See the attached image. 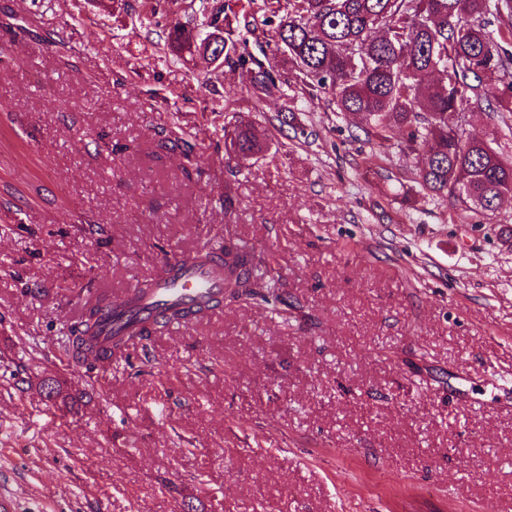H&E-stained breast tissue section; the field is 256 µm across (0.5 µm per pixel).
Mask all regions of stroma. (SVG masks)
<instances>
[{
    "instance_id": "35a3bbf8",
    "label": "stroma",
    "mask_w": 512,
    "mask_h": 512,
    "mask_svg": "<svg viewBox=\"0 0 512 512\" xmlns=\"http://www.w3.org/2000/svg\"><path fill=\"white\" fill-rule=\"evenodd\" d=\"M142 0H0V493L13 512H512V200L460 210L423 156L325 98L224 160L245 75L166 59ZM470 136L512 157V115ZM192 176H184V168ZM237 208L224 214V187ZM255 247L282 312L225 304L85 376L59 348L103 284ZM53 375L91 400L62 413Z\"/></svg>"
}]
</instances>
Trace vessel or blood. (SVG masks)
Instances as JSON below:
<instances>
[{"label": "vessel or blood", "instance_id": "obj_1", "mask_svg": "<svg viewBox=\"0 0 512 512\" xmlns=\"http://www.w3.org/2000/svg\"><path fill=\"white\" fill-rule=\"evenodd\" d=\"M224 278V263L219 258L172 256L153 279L151 288L133 287L113 299L102 315L101 342L108 344L136 332L152 323L165 307L216 302L224 294Z\"/></svg>", "mask_w": 512, "mask_h": 512}]
</instances>
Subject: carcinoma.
<instances>
[{
	"instance_id": "carcinoma-1",
	"label": "carcinoma",
	"mask_w": 512,
	"mask_h": 512,
	"mask_svg": "<svg viewBox=\"0 0 512 512\" xmlns=\"http://www.w3.org/2000/svg\"><path fill=\"white\" fill-rule=\"evenodd\" d=\"M178 0H146L145 17L166 22L167 48L176 60L207 57L197 30L171 18ZM224 0L221 13L208 17L224 28L220 59L232 71L249 77L257 98L276 87L280 69L292 72L293 86L303 95L331 96L335 112L362 119L361 131L383 146L397 135L426 161L418 174L420 188L432 195L451 196L466 210L493 212L512 199V162L503 160L491 142L467 135L463 123L449 120L466 111L470 100L493 98L499 112L512 114V53L498 40L512 36V0ZM263 13L276 47L275 63L265 64L247 49L238 24L249 28V8ZM508 22L498 36L488 29L490 18ZM498 86L484 83L488 72ZM295 97L286 96L275 116L279 127H293ZM266 142L249 116L234 113L224 122L227 160H246L264 153ZM224 301L261 302L276 310L283 294L270 288L266 273L257 269L245 247L224 242ZM103 297L86 306L71 325L61 349L89 373L97 363L130 342L150 337L153 326L126 336L115 347L101 348L94 333ZM206 308H170L156 326L167 327L204 315ZM45 397L70 412L83 394L66 383L48 378L41 384Z\"/></svg>"
}]
</instances>
